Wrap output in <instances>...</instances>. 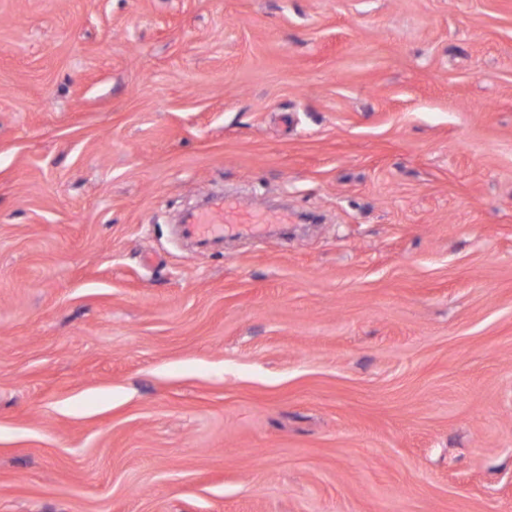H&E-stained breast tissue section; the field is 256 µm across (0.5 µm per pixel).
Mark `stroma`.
<instances>
[{"label":"stroma","mask_w":512,"mask_h":512,"mask_svg":"<svg viewBox=\"0 0 512 512\" xmlns=\"http://www.w3.org/2000/svg\"><path fill=\"white\" fill-rule=\"evenodd\" d=\"M0 512H512V0H0ZM238 212L239 208L224 196L215 197L205 208L191 214L184 226L188 234L197 237L223 236L227 228L242 231L254 226L233 221Z\"/></svg>","instance_id":"obj_1"}]
</instances>
